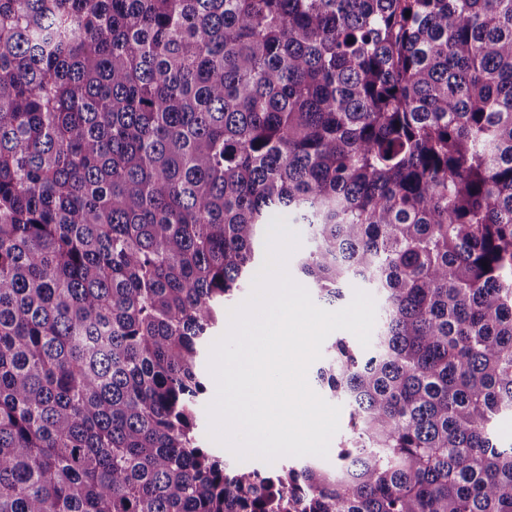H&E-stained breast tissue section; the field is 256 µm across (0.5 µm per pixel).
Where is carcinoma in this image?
Listing matches in <instances>:
<instances>
[{
    "label": "carcinoma",
    "instance_id": "carcinoma-1",
    "mask_svg": "<svg viewBox=\"0 0 512 512\" xmlns=\"http://www.w3.org/2000/svg\"><path fill=\"white\" fill-rule=\"evenodd\" d=\"M275 215L380 297L331 466L196 432ZM505 411L512 0H0V512H512ZM251 293V288L244 289L237 298L230 304H228L224 309V321H221L219 326L214 331L213 335L210 337L209 342L203 352V357L201 361V371L203 375V379L207 388L206 394L204 395L203 401H202V417L198 421V436L205 448H209L212 452H214L217 455H224L225 458L229 459L236 465L240 466H249V467H257L261 470L271 471V470H277L282 462L284 461L283 458L277 459L275 462L269 464L264 461L258 460V459H248L239 461L237 460L234 455L227 450L226 448L216 444L212 440L209 439L207 435L208 431V415L206 411L207 405L214 399L215 393H214V378L212 377L209 369H208V359H209V349L211 344L214 340H216L218 337H220L228 328L229 325V309L237 306L241 302H243Z\"/></svg>",
    "mask_w": 512,
    "mask_h": 512
}]
</instances>
